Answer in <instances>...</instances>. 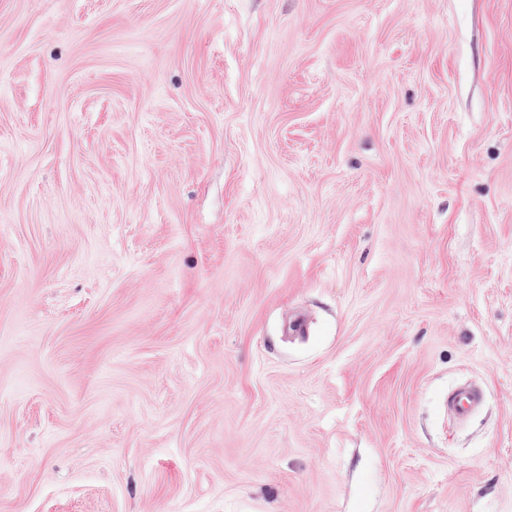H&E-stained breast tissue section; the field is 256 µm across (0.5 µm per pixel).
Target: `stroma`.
Instances as JSON below:
<instances>
[{
  "instance_id": "35a3bbf8",
  "label": "stroma",
  "mask_w": 512,
  "mask_h": 512,
  "mask_svg": "<svg viewBox=\"0 0 512 512\" xmlns=\"http://www.w3.org/2000/svg\"><path fill=\"white\" fill-rule=\"evenodd\" d=\"M0 512H512V0H0ZM483 392L475 385L461 386L448 394V408L462 421L467 420L482 402Z\"/></svg>"
}]
</instances>
